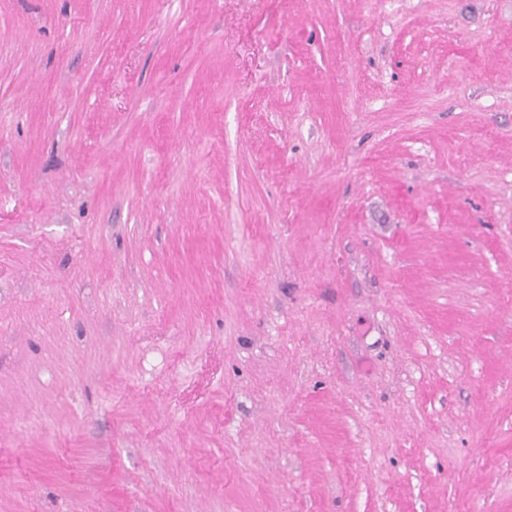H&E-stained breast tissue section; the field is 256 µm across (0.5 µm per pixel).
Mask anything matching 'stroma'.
I'll list each match as a JSON object with an SVG mask.
<instances>
[{
	"label": "stroma",
	"mask_w": 512,
	"mask_h": 512,
	"mask_svg": "<svg viewBox=\"0 0 512 512\" xmlns=\"http://www.w3.org/2000/svg\"><path fill=\"white\" fill-rule=\"evenodd\" d=\"M0 512H512V0H0Z\"/></svg>",
	"instance_id": "obj_1"
}]
</instances>
